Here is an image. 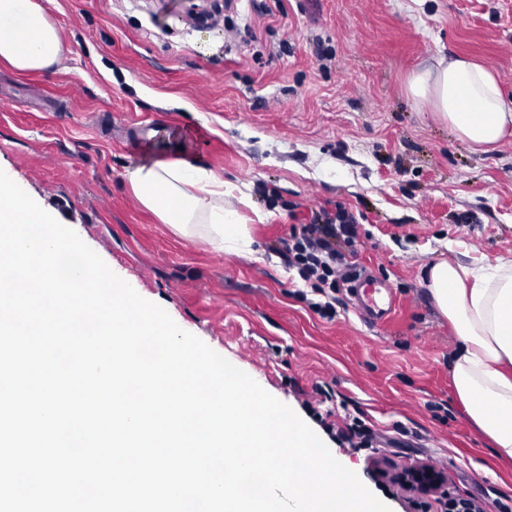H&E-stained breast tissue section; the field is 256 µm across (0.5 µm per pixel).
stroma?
<instances>
[{
  "mask_svg": "<svg viewBox=\"0 0 512 512\" xmlns=\"http://www.w3.org/2000/svg\"><path fill=\"white\" fill-rule=\"evenodd\" d=\"M41 3L67 52L48 75L0 66V170L289 406L391 512H445L449 497L512 507V463L456 398L457 338L420 282L442 258L512 261V136L470 151L407 89L458 55L493 67L512 96V0H214L206 29L189 0ZM179 149L248 195L255 258L176 235L132 196L127 170ZM339 206L356 219V265L396 295L383 326L350 309L320 318L274 257L293 226ZM318 384L333 400L318 402ZM345 400L383 433L418 428V447L341 441ZM417 463L442 469L447 497L378 473Z\"/></svg>",
  "mask_w": 512,
  "mask_h": 512,
  "instance_id": "stroma-1",
  "label": "stroma"
}]
</instances>
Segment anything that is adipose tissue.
I'll use <instances>...</instances> for the list:
<instances>
[{
    "label": "adipose tissue",
    "mask_w": 512,
    "mask_h": 512,
    "mask_svg": "<svg viewBox=\"0 0 512 512\" xmlns=\"http://www.w3.org/2000/svg\"><path fill=\"white\" fill-rule=\"evenodd\" d=\"M64 53L63 33L39 0H0V63L44 74ZM408 91L430 99L437 118L471 150H494L512 134V98L482 63L438 59L409 78ZM127 180L137 202L176 234L205 239L228 256L254 255L239 211L248 199L212 170L175 155L134 166ZM422 281L458 337L450 358L457 398L496 455L512 460V263L443 259L423 268Z\"/></svg>",
    "instance_id": "obj_1"
}]
</instances>
